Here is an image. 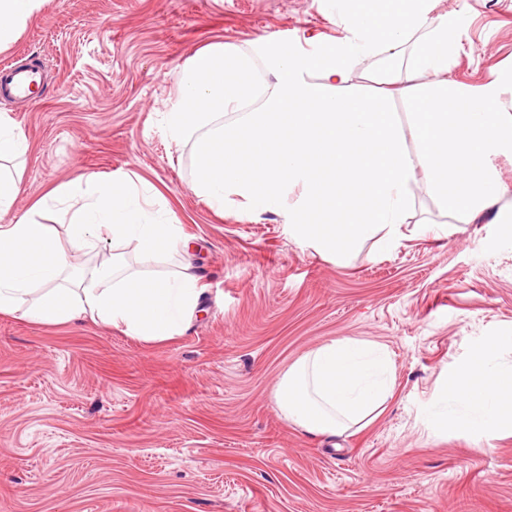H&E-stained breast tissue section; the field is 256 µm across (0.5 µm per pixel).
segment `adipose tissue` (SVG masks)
I'll use <instances>...</instances> for the list:
<instances>
[{
    "label": "adipose tissue",
    "instance_id": "obj_1",
    "mask_svg": "<svg viewBox=\"0 0 512 512\" xmlns=\"http://www.w3.org/2000/svg\"><path fill=\"white\" fill-rule=\"evenodd\" d=\"M45 0H0V49L13 42ZM433 0H350L352 41L304 55L277 42L217 45L196 52L165 114L176 143H193L192 189L212 207L232 198L249 212L285 218L302 246L337 261L375 238L396 248L425 187L453 216L449 232L496 207L506 193L492 160L512 154V69L476 87H455L448 72L461 51L448 18H431ZM420 38L413 50L410 34ZM383 53L378 91L352 90L357 54ZM409 105L395 110L396 99ZM237 120L227 123V113ZM26 138L0 114V314L61 324L79 317L123 328L147 341L182 335L201 288L181 256L178 225L159 221L148 187L130 177H87L58 195L73 214L70 241L97 257L75 270L58 237L32 215L12 212L18 182L6 164L28 152ZM299 197H292L293 189ZM134 244L142 260L179 257L157 277L133 268L112 248ZM392 388L386 351L353 339L312 350L281 378L276 400L289 421L312 435L343 434L364 424ZM452 391L467 424L487 431L512 419V369L480 356Z\"/></svg>",
    "mask_w": 512,
    "mask_h": 512
}]
</instances>
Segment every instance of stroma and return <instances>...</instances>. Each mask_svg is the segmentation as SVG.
Segmentation results:
<instances>
[{
	"label": "stroma",
	"mask_w": 512,
	"mask_h": 512,
	"mask_svg": "<svg viewBox=\"0 0 512 512\" xmlns=\"http://www.w3.org/2000/svg\"><path fill=\"white\" fill-rule=\"evenodd\" d=\"M463 49L450 81L512 67V0H435ZM334 0H46L0 65L41 64V99L0 100L29 151L18 212L88 175H128L179 224L203 294L183 335L144 341L79 319L0 314V512H512V425L464 423L449 386L480 353L512 368V242L496 211L449 235L420 193L418 233L345 264L243 200L192 190V144L164 112L189 58L271 38L300 52L352 36ZM382 346L394 375L362 430L312 436L276 389L309 351Z\"/></svg>",
	"instance_id": "35a3bbf8"
}]
</instances>
